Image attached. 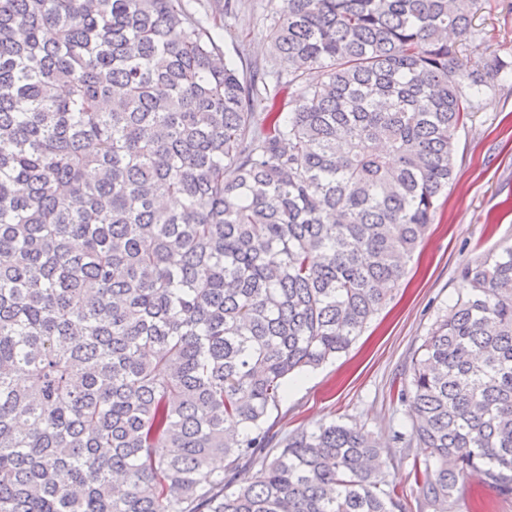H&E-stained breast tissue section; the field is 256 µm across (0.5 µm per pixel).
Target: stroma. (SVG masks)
<instances>
[{
  "mask_svg": "<svg viewBox=\"0 0 512 512\" xmlns=\"http://www.w3.org/2000/svg\"><path fill=\"white\" fill-rule=\"evenodd\" d=\"M193 19L213 27L227 59L263 69L278 111L291 90L277 82V61L266 38L270 0H238L214 23L218 0H182ZM475 40L464 58L499 56L512 62V0H486L473 17ZM456 179L423 242L408 264L409 283L374 319L348 352L291 379L266 421L276 440L332 421L362 428L385 449L384 478L396 484L406 512H417L416 490L399 461L395 436L405 431L408 403L397 396L410 379L412 358L437 317L450 312L462 284L460 267L512 245V77L485 96L455 145ZM453 512H512V497L489 487L482 474L460 485Z\"/></svg>",
  "mask_w": 512,
  "mask_h": 512,
  "instance_id": "35a3bbf8",
  "label": "stroma"
}]
</instances>
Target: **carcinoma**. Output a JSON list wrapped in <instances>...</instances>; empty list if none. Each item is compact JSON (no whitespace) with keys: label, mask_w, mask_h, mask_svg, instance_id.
Listing matches in <instances>:
<instances>
[{"label":"carcinoma","mask_w":512,"mask_h":512,"mask_svg":"<svg viewBox=\"0 0 512 512\" xmlns=\"http://www.w3.org/2000/svg\"><path fill=\"white\" fill-rule=\"evenodd\" d=\"M283 2L263 116L181 0H0V512H402L370 433L264 424L400 288L512 64L448 41L481 0ZM459 278L399 393L419 512L512 495V246ZM459 486L452 512H512V497L498 495L480 473L468 475Z\"/></svg>","instance_id":"obj_1"}]
</instances>
